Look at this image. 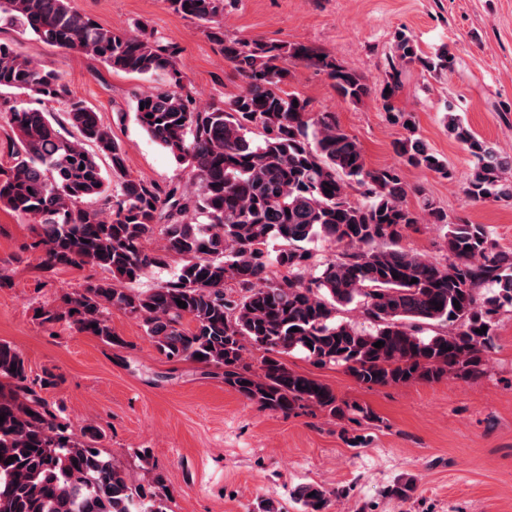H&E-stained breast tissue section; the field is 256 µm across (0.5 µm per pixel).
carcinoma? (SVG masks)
I'll return each instance as SVG.
<instances>
[{
  "label": "carcinoma",
  "instance_id": "obj_1",
  "mask_svg": "<svg viewBox=\"0 0 512 512\" xmlns=\"http://www.w3.org/2000/svg\"><path fill=\"white\" fill-rule=\"evenodd\" d=\"M164 2L203 28L245 79L224 104L197 106L185 92L176 52L160 45L146 24L120 32L70 0H0V20L37 43L161 78L163 87L136 100V120L200 184L186 194L132 177L123 146L99 112L69 99L61 76L34 55L0 41V89L24 90L38 101L69 100L61 118L0 102V122L17 139L9 162L0 163V206L33 221L29 248L43 253L46 269L90 265L107 273L39 311L41 323L65 320L119 346L108 320L114 308L138 320L166 359L215 367L224 385L261 407L285 414L317 407L354 423V413L364 419L369 413L290 369L284 356L296 351L318 366L341 364L369 388L481 374L495 315L512 307V250L501 249L484 224L448 221L427 197L417 209L407 205L410 188L400 165L447 175L450 169L414 137L412 116L393 105L401 66L441 73L453 57L444 50L425 55L410 37L397 35L383 108L409 136L395 146L398 164L370 169L334 113L314 112L307 98L284 90L291 58L326 71L352 102L369 95L360 75L304 45L224 37L212 26L223 0ZM447 121L448 132L476 159L465 186L469 200L512 199V155L451 110ZM254 129L257 143L247 137ZM102 157L110 161L108 173ZM191 214L206 222L191 223ZM425 221L445 228L443 264L400 246L404 233ZM157 228L163 244L149 250L144 242ZM319 239L340 251L319 260L308 247ZM273 241L278 248L271 253ZM176 258L173 279L135 289L146 270ZM485 286L494 294L480 296ZM353 303L361 306L360 327L336 320L339 308ZM483 326L486 332L477 333ZM378 341L384 345L376 348ZM248 343L263 351L256 368L246 358ZM0 416V512H163L169 498L163 477L148 468L146 483L134 484L103 456L97 428L87 427L80 439L69 433L61 410L35 390L24 358L5 342ZM294 499L302 512H327L330 493L301 484Z\"/></svg>",
  "mask_w": 512,
  "mask_h": 512
}]
</instances>
